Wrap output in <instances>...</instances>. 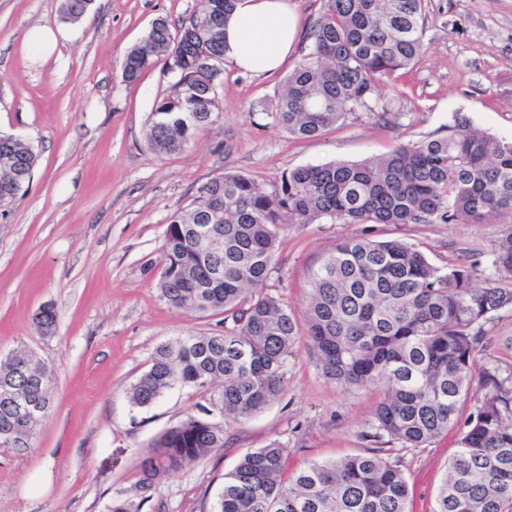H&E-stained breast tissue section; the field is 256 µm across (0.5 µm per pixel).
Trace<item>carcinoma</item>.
I'll use <instances>...</instances> for the list:
<instances>
[{
	"label": "carcinoma",
	"mask_w": 512,
	"mask_h": 512,
	"mask_svg": "<svg viewBox=\"0 0 512 512\" xmlns=\"http://www.w3.org/2000/svg\"><path fill=\"white\" fill-rule=\"evenodd\" d=\"M90 0H63L78 21ZM235 0H203L177 33L158 18L122 62L135 83L161 64L177 80L156 99L148 142L159 154L182 150L222 112L215 76L224 61L221 31ZM424 52L423 0H323L311 44L266 115L288 136L310 140L370 110L380 88ZM37 155L25 140L0 141V205L23 196ZM512 217V140L474 129L458 114L448 133L404 145L367 162L302 166L261 185L238 172L201 184L175 213L160 247L157 288L166 303L224 316V330L187 336L156 349L129 389L132 405H153L175 385L208 396L198 413L164 431L142 461L138 487L205 462L224 447V421L262 412L284 391L283 367L306 326L323 374L346 388L384 386L368 437L426 448L458 428L461 438L440 485L435 512H512V370L480 364L486 326L512 307V233L491 259L485 286L477 267H435L398 240L341 241L313 272L299 323L263 291L279 232L323 220L348 224H456ZM208 224L224 249L204 247L195 229ZM58 313L35 316L53 335ZM473 399L472 410L460 407ZM38 408L22 422L24 408ZM51 407L49 375L38 357L0 361V447H31ZM382 449L312 462L283 480L288 448L274 441L244 453L208 512H408L400 461Z\"/></svg>",
	"instance_id": "cac0c4a2"
}]
</instances>
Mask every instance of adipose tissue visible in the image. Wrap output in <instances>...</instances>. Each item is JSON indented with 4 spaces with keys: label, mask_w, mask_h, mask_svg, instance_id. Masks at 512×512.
Segmentation results:
<instances>
[{
    "label": "adipose tissue",
    "mask_w": 512,
    "mask_h": 512,
    "mask_svg": "<svg viewBox=\"0 0 512 512\" xmlns=\"http://www.w3.org/2000/svg\"><path fill=\"white\" fill-rule=\"evenodd\" d=\"M300 33L292 0H236L224 23V59L253 76H269L287 61Z\"/></svg>",
    "instance_id": "1"
}]
</instances>
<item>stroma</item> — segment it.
I'll return each mask as SVG.
<instances>
[{"mask_svg": "<svg viewBox=\"0 0 512 512\" xmlns=\"http://www.w3.org/2000/svg\"><path fill=\"white\" fill-rule=\"evenodd\" d=\"M61 3L0 0V134L28 140L38 155L27 194L0 213V356L18 347L36 353L53 371L54 393L31 448H0V512H108L118 496L135 512H207L225 474L251 449L282 442L290 472L366 451L380 389L326 378L303 336L285 361L281 398L226 422L223 448L144 496L137 482L152 442L205 398L177 386L138 409L126 392L159 346L222 328L220 317L172 308L161 297L163 234L197 188L225 172L269 183L301 166L370 160L445 134L458 112L512 139V0H424L425 52L416 66L389 81L370 110L307 141L289 138L264 112L306 53L322 12L323 0H294L304 35L282 72L258 78L222 64V116L171 155L151 149L146 129L173 74L159 65L130 85L121 63L156 18L179 26L199 0H93L76 24L64 23ZM39 25L68 34L43 63L26 40ZM511 231L501 220L292 224L279 234L264 290L299 315L313 271L342 240H398L442 269H486ZM48 303L59 312L51 337L34 320ZM486 342L482 364L512 363V308L497 313ZM459 438L454 429L428 447L398 451L410 512H433ZM43 469L53 472L51 486L28 487Z\"/></svg>", "mask_w": 512, "mask_h": 512, "instance_id": "1", "label": "stroma"}]
</instances>
